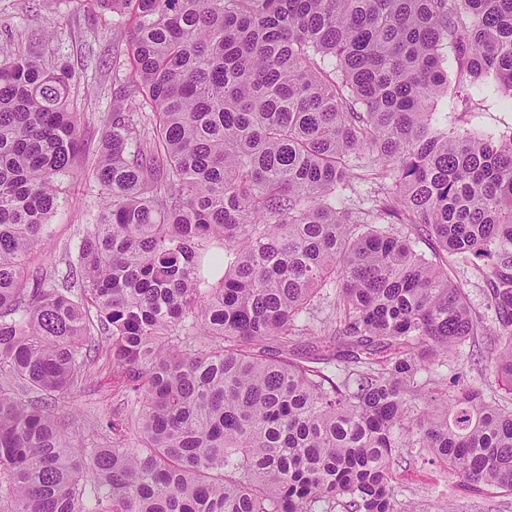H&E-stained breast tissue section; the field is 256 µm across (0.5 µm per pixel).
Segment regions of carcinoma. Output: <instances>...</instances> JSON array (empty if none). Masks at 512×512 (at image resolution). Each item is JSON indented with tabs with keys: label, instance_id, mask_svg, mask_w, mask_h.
Masks as SVG:
<instances>
[{
	"label": "carcinoma",
	"instance_id": "cac0c4a2",
	"mask_svg": "<svg viewBox=\"0 0 512 512\" xmlns=\"http://www.w3.org/2000/svg\"><path fill=\"white\" fill-rule=\"evenodd\" d=\"M95 3L132 76L62 281L38 246L77 177L70 74L0 61V512H407L401 448L512 495V401L437 373L484 340L512 394V133L436 111L448 48L455 89L512 99V0ZM364 178L391 189L362 210ZM102 351L129 415L87 444ZM448 275L456 282L460 283L468 296L470 305L480 314L485 315L486 323H490L491 312L486 310L487 284L485 281L477 278L471 268L462 265L448 264ZM488 313V314H487Z\"/></svg>",
	"mask_w": 512,
	"mask_h": 512
}]
</instances>
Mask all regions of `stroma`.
Here are the masks:
<instances>
[{
    "label": "stroma",
    "instance_id": "stroma-1",
    "mask_svg": "<svg viewBox=\"0 0 512 512\" xmlns=\"http://www.w3.org/2000/svg\"><path fill=\"white\" fill-rule=\"evenodd\" d=\"M129 35L117 15L94 8L89 0H0V59L12 54L38 56L51 70L70 72V99L80 114L81 149L75 164L80 176L50 218L51 235L44 253L53 267L66 271L74 259L82 225L94 222L101 190L91 175L101 147L106 120L116 104V84L127 81ZM439 111L449 127L479 136L512 132V101L488 87L462 91L444 98ZM104 360L91 368L89 392L80 403L79 433L91 439L100 411L118 407L119 399L104 370ZM392 485L403 504L415 512H441L451 501L453 512H512L505 496L494 487L470 492L461 480L440 464L407 458L394 468Z\"/></svg>",
    "mask_w": 512,
    "mask_h": 512
}]
</instances>
